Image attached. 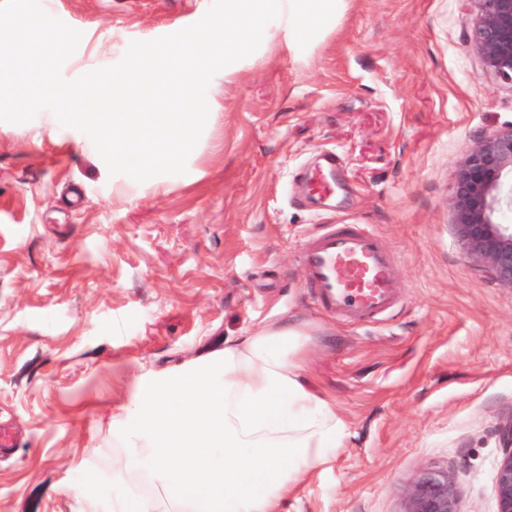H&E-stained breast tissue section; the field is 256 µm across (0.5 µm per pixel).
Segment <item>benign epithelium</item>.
Masks as SVG:
<instances>
[{"label": "benign epithelium", "mask_w": 512, "mask_h": 512, "mask_svg": "<svg viewBox=\"0 0 512 512\" xmlns=\"http://www.w3.org/2000/svg\"><path fill=\"white\" fill-rule=\"evenodd\" d=\"M470 42L484 72L512 86V0H469ZM454 224L468 255L512 288V128L469 147L455 175ZM504 445L496 479L497 512H512V420L499 427ZM456 482L427 470L410 486L404 512H459Z\"/></svg>", "instance_id": "7a95c632"}]
</instances>
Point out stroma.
Listing matches in <instances>:
<instances>
[{"label":"stroma","mask_w":512,"mask_h":512,"mask_svg":"<svg viewBox=\"0 0 512 512\" xmlns=\"http://www.w3.org/2000/svg\"><path fill=\"white\" fill-rule=\"evenodd\" d=\"M81 31L65 79L199 21L211 0H40ZM464 0H346L307 45L269 35L217 72L182 175H110L49 110L0 121V512L108 500L127 406L153 373L229 336L294 321L303 373L348 439L284 512H403L426 468L461 512H496L512 419V289L477 270L452 196L465 150L512 127V88L482 73ZM336 205L298 181L323 152ZM366 224L397 258L400 307L352 325L314 304L300 252L320 225Z\"/></svg>","instance_id":"obj_1"}]
</instances>
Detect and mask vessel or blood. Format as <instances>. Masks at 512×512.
I'll use <instances>...</instances> for the list:
<instances>
[{"mask_svg":"<svg viewBox=\"0 0 512 512\" xmlns=\"http://www.w3.org/2000/svg\"><path fill=\"white\" fill-rule=\"evenodd\" d=\"M338 170L336 154H324L308 188L315 201L335 198ZM301 262L317 305L351 324L385 317L400 303L395 256L369 225H323L309 238Z\"/></svg>","mask_w":512,"mask_h":512,"instance_id":"vessel-or-blood-1","label":"vessel or blood"}]
</instances>
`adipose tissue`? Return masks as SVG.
Masks as SVG:
<instances>
[{
  "label": "adipose tissue",
  "mask_w": 512,
  "mask_h": 512,
  "mask_svg": "<svg viewBox=\"0 0 512 512\" xmlns=\"http://www.w3.org/2000/svg\"><path fill=\"white\" fill-rule=\"evenodd\" d=\"M307 341L299 325L270 324L152 375L131 399L137 426L115 464L125 484L110 512H283L349 436L302 374Z\"/></svg>",
  "instance_id": "ef3b65f1"
}]
</instances>
